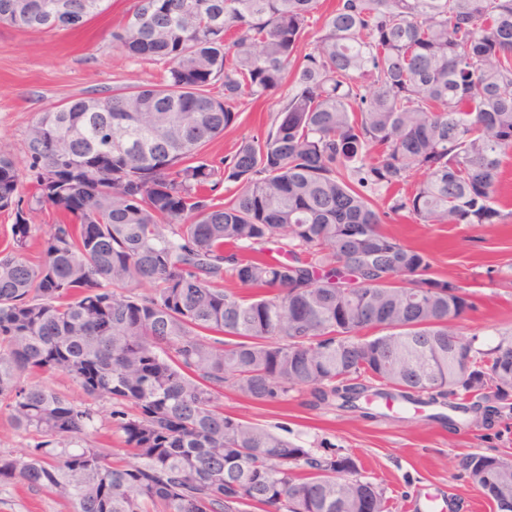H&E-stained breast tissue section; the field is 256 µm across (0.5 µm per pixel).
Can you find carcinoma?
Here are the masks:
<instances>
[{"label": "carcinoma", "mask_w": 512, "mask_h": 512, "mask_svg": "<svg viewBox=\"0 0 512 512\" xmlns=\"http://www.w3.org/2000/svg\"><path fill=\"white\" fill-rule=\"evenodd\" d=\"M105 2L0 0V22L67 30ZM112 41L166 76L39 113L24 141L35 206L20 205L22 173L0 146V211L14 212L0 412L34 440L0 454V488L24 481L72 512H388L356 456L318 455L217 398L512 396V341H460L475 310L464 287L382 228L403 212L512 219L495 197L512 150V0H336L327 13L320 0H133ZM285 86L265 129L205 155L235 105ZM36 206L57 220L33 265ZM38 371L108 397L130 460L84 440L91 406L22 379ZM500 462L471 453L460 467L489 502L512 503Z\"/></svg>", "instance_id": "cac0c4a2"}]
</instances>
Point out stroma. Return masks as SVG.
Listing matches in <instances>:
<instances>
[{
    "label": "stroma",
    "mask_w": 512,
    "mask_h": 512,
    "mask_svg": "<svg viewBox=\"0 0 512 512\" xmlns=\"http://www.w3.org/2000/svg\"><path fill=\"white\" fill-rule=\"evenodd\" d=\"M131 0H111L104 13L73 30L23 32L0 23V144L16 161L24 159L25 133L37 113L71 97L105 98L113 87L160 82L162 65L132 61L110 37ZM276 94L238 106L237 122L206 149L211 158L232 152L278 111ZM386 231L430 251L436 268L473 293L477 304L458 325L478 347L495 346L512 334V288L497 287L496 257L512 254V223L421 224L409 218L385 220ZM226 413L260 424L294 444L321 452L323 444L358 456L362 473L385 489L389 512H421L427 496L439 497L447 512H494L467 482L459 461L466 454L512 457V411L492 426L478 413L433 418L429 407H400L378 401L357 411L315 405L307 392L288 404L261 406L225 390L218 400ZM64 500L18 482L0 490V512H71Z\"/></svg>",
    "instance_id": "obj_1"
}]
</instances>
